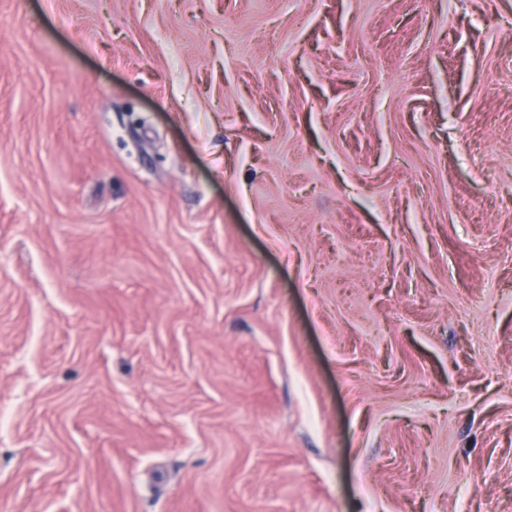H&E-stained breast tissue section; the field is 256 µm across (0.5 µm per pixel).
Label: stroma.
I'll use <instances>...</instances> for the list:
<instances>
[{
  "mask_svg": "<svg viewBox=\"0 0 512 512\" xmlns=\"http://www.w3.org/2000/svg\"><path fill=\"white\" fill-rule=\"evenodd\" d=\"M0 512H512V0H0Z\"/></svg>",
  "mask_w": 512,
  "mask_h": 512,
  "instance_id": "1",
  "label": "stroma"
}]
</instances>
